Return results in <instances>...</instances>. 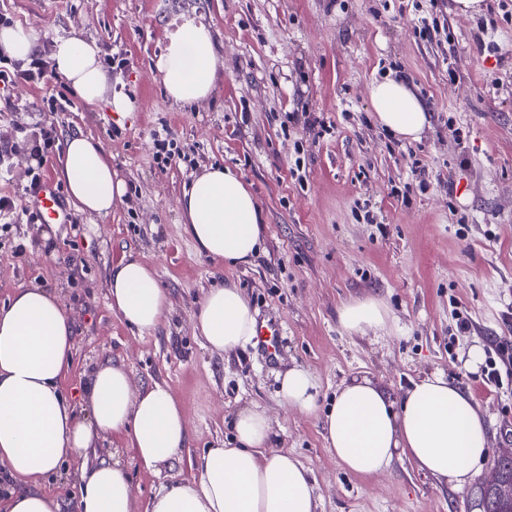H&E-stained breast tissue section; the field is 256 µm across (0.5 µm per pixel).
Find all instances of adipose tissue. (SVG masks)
<instances>
[{
    "label": "adipose tissue",
    "mask_w": 512,
    "mask_h": 512,
    "mask_svg": "<svg viewBox=\"0 0 512 512\" xmlns=\"http://www.w3.org/2000/svg\"><path fill=\"white\" fill-rule=\"evenodd\" d=\"M51 60L86 103L106 99L114 111L133 110L129 98L111 95L96 44L58 40ZM155 67L174 103L207 99L217 75L211 29L192 21L179 26ZM369 96L379 124L399 139L418 140L430 125L424 103L403 80L374 82ZM58 176L83 213L109 215L126 193L111 154L90 136L67 140ZM180 208L184 231L200 254L236 266L251 264L259 253L264 227L258 204L231 167L207 168L184 189ZM109 298L112 309L141 333L156 329L169 306L156 269L131 252L112 268ZM388 318L382 302L366 298L346 304L339 324L351 334L384 327ZM194 324L209 347L228 354L252 341L256 319L243 290L226 282L209 288ZM73 345L71 320L49 289H18L0 306V463L29 484L11 494L7 512H56L54 498L36 484L65 462L79 465L77 512H136L126 467L117 461L87 465L88 451L102 437L115 436L142 468L155 471L185 445L187 424L171 388L156 384L133 391L120 363L108 361L91 372L83 408L75 410L60 387ZM314 388L312 374L301 366L281 379L285 405L302 412L315 410ZM322 430L337 461L353 473H382L405 458L459 492L479 472L490 443L473 395L439 373L413 383L397 401L367 379L344 384ZM234 431L237 447L207 449L198 476L162 487L146 512H318L309 468L289 451H270L273 428L265 411L240 410Z\"/></svg>",
    "instance_id": "ef3b65f1"
}]
</instances>
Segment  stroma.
Listing matches in <instances>:
<instances>
[{"label":"stroma","instance_id":"1","mask_svg":"<svg viewBox=\"0 0 512 512\" xmlns=\"http://www.w3.org/2000/svg\"><path fill=\"white\" fill-rule=\"evenodd\" d=\"M484 2L483 14L463 16L452 0H0V25L32 28L42 54L59 38L96 42L113 91L136 104L117 118L55 72L41 85L0 84V196L14 203L0 214V305L31 285L61 297L74 348L60 387L74 404L90 371L113 360L133 390L167 384L185 411L188 444L160 471L138 466L121 439L99 444L98 458L126 464L138 508L196 475L205 449L234 446L237 413L256 407L272 420L273 449L312 470L319 512H480V475L459 494L405 459L377 476L343 470L321 419L344 383L368 378L397 400L439 371L474 395L489 461L512 439V375L488 388L464 367L471 346L488 358L512 351V0ZM185 18L212 28L221 75L190 107L167 98L155 70ZM399 75L431 114L417 141L393 137L370 103L372 81ZM58 93L70 105L49 111ZM166 131L184 157L163 168L154 139ZM79 133L104 145L126 185L104 217L75 211L56 174ZM212 165L237 168L261 209L266 232L251 265L199 255L183 230L177 199ZM36 174L60 191L70 223L36 217ZM128 250L156 268L170 300L148 333L110 307V271ZM224 280L243 289L257 320L280 323L276 359L255 342L217 351L195 332L196 307ZM370 297L388 308L386 326L344 332L341 308ZM458 312L468 332L457 331ZM298 365L315 378L312 413L279 394Z\"/></svg>","mask_w":512,"mask_h":512}]
</instances>
